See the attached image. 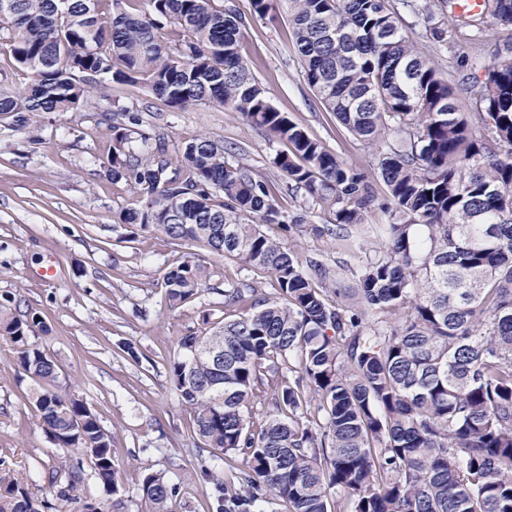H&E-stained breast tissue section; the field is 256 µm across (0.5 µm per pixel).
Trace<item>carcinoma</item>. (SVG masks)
I'll return each instance as SVG.
<instances>
[{
  "label": "carcinoma",
  "instance_id": "cac0c4a2",
  "mask_svg": "<svg viewBox=\"0 0 512 512\" xmlns=\"http://www.w3.org/2000/svg\"><path fill=\"white\" fill-rule=\"evenodd\" d=\"M0 41L31 72L0 86V113L25 124L76 112L105 82L143 84L175 110L212 104L240 115L291 152L273 165L287 190L335 209L319 229L359 250H381L351 273L358 302L331 299L332 271L267 235L265 224H303L275 202L268 180L200 134L171 167L165 138L139 113L112 108L109 172L143 197L122 221L270 278L274 294L224 280L239 315L179 340L169 379L194 431L230 475L216 512H512V42L484 66L474 133L454 99L467 90L417 54L388 0H250L265 18L286 10L290 50L321 107L358 140L378 145L386 223H370L372 180L309 137L269 101L242 55L244 19L213 0H10ZM427 22L454 0H425ZM512 25V0H483L485 16ZM177 26L176 36L163 32ZM210 279L192 253L169 269L170 306ZM42 321L0 304V335L35 382L38 424L57 448L89 457L99 495L81 494V461L51 472L56 503L19 484L0 512H103L118 492L112 436L71 390L56 361L30 342ZM215 348L221 355H209ZM269 407L254 424L249 408ZM141 512H173L178 484L144 474Z\"/></svg>",
  "mask_w": 512,
  "mask_h": 512
}]
</instances>
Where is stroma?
<instances>
[{
  "label": "stroma",
  "instance_id": "obj_1",
  "mask_svg": "<svg viewBox=\"0 0 512 512\" xmlns=\"http://www.w3.org/2000/svg\"><path fill=\"white\" fill-rule=\"evenodd\" d=\"M420 2L390 0L415 49L450 82L467 80L455 106L471 115L483 73L467 61L475 56L489 61L499 45L512 41V29L490 19L478 29L451 21L447 43H439L412 11ZM214 5L245 15L242 52L271 104L346 164L375 175L374 149L325 112L303 80L297 57L286 49V15L252 17L249 0H214ZM115 103L140 112L145 127L164 132L170 151L204 133L242 150L245 163L275 184L280 177L271 160L288 145L269 142L260 130L217 106L172 110L140 84H105L81 111L46 113L23 127L13 115L0 114V303L41 317L47 331L36 335L35 343L57 359L73 389L111 432L120 493L108 512H139L141 480L148 470L179 484L176 512H213L214 484L201 470L211 468L221 478L227 470L202 448L193 414L170 384L168 362L181 336L237 317L236 309L224 305L225 279L243 280L266 294L272 284L211 255L207 285L192 302L170 308L162 278L193 248L160 233H132L121 222V213L138 201L126 183L107 175L112 124L103 112ZM276 200L283 210L307 219L291 228L265 225L268 235L295 246L302 259L318 258L332 269L348 261L341 242L316 233L318 226L334 221L327 204L282 190ZM53 256L61 261L57 279L40 281L37 272ZM121 340L134 344L141 362L127 359L117 347ZM14 351L0 336V488L16 482L50 503L55 490L45 473L62 451L36 424L30 406L34 383L19 370Z\"/></svg>",
  "mask_w": 512,
  "mask_h": 512
}]
</instances>
